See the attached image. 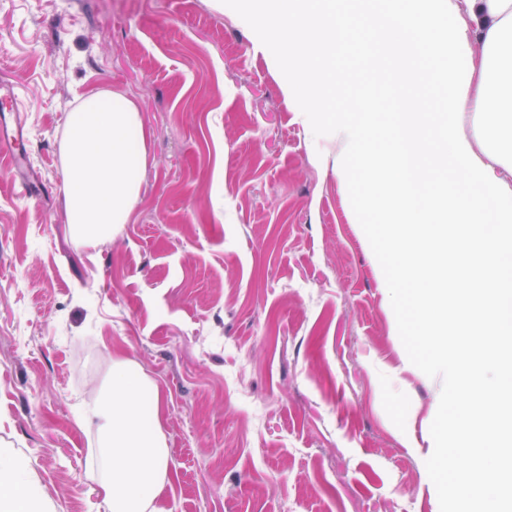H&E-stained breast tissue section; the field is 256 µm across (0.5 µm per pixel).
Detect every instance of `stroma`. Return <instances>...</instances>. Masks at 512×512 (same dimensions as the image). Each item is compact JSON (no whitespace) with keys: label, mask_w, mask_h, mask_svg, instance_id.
Segmentation results:
<instances>
[{"label":"stroma","mask_w":512,"mask_h":512,"mask_svg":"<svg viewBox=\"0 0 512 512\" xmlns=\"http://www.w3.org/2000/svg\"><path fill=\"white\" fill-rule=\"evenodd\" d=\"M0 0V73L43 188L0 169V445L55 512H105L82 399L108 359L164 396L162 512H457L434 469L453 382L388 305L392 271L356 124L393 136L402 91L376 37L333 50L326 109L288 96L300 61L246 0ZM119 91L148 166L129 224L94 248L66 222L68 112Z\"/></svg>","instance_id":"stroma-1"}]
</instances>
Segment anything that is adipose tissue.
Segmentation results:
<instances>
[{
    "label": "adipose tissue",
    "instance_id": "obj_1",
    "mask_svg": "<svg viewBox=\"0 0 512 512\" xmlns=\"http://www.w3.org/2000/svg\"><path fill=\"white\" fill-rule=\"evenodd\" d=\"M261 14L281 34L298 30L308 78L303 104L322 108L331 88L327 71L338 33L364 32L367 18L346 11L310 10L300 0H261ZM396 32L386 50L400 64L402 98L391 138L367 143L370 181H386L393 204L381 221L396 274L394 295L414 310L412 342L439 364L453 337L467 336L475 356L496 362L493 381L461 373L469 398L468 422L450 450L434 460L458 488L459 512H512V487L489 480L502 467L512 422L486 420L488 408L512 392V359L502 342L512 339V0H381ZM476 32L478 48L468 34ZM435 61L445 107L433 120L413 99L418 53ZM470 58L466 78L454 71ZM474 113L475 138L459 131L462 112ZM64 198L74 241L95 247L128 223L147 169L146 134L138 105L119 92L86 97L68 113L62 136ZM471 192L448 189L449 175ZM111 377L89 396L80 415L94 430L98 485L107 512H159L155 502L168 478L163 435L165 405L158 385L133 362L110 357ZM28 462L0 448V512H54L25 478Z\"/></svg>",
    "mask_w": 512,
    "mask_h": 512
}]
</instances>
